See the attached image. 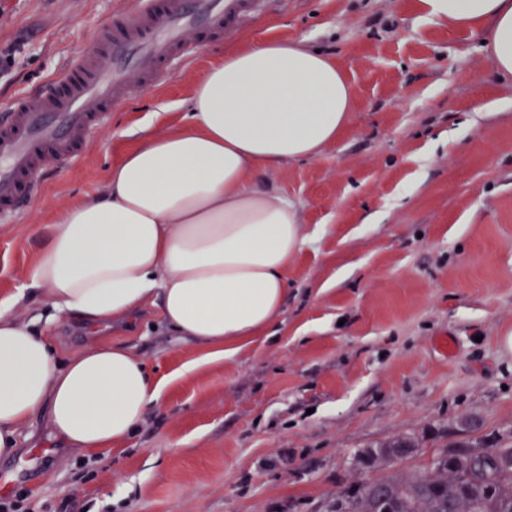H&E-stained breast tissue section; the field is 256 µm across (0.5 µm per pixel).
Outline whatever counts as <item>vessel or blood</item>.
Wrapping results in <instances>:
<instances>
[{"label":"vessel or blood","instance_id":"vessel-or-blood-1","mask_svg":"<svg viewBox=\"0 0 512 512\" xmlns=\"http://www.w3.org/2000/svg\"><path fill=\"white\" fill-rule=\"evenodd\" d=\"M263 0H137L115 16L96 48L35 97L0 114V221L12 219L34 193L39 175L64 160L79 164L95 132L130 92L129 74L148 80L173 62H186L199 44L194 25L221 34L258 12Z\"/></svg>","mask_w":512,"mask_h":512}]
</instances>
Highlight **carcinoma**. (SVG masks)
I'll return each mask as SVG.
<instances>
[{"label": "carcinoma", "mask_w": 512, "mask_h": 512, "mask_svg": "<svg viewBox=\"0 0 512 512\" xmlns=\"http://www.w3.org/2000/svg\"><path fill=\"white\" fill-rule=\"evenodd\" d=\"M460 421L466 437L434 449L417 466L419 441L401 433L355 452L354 470L364 478L336 494L338 512H512V433H482Z\"/></svg>", "instance_id": "1"}]
</instances>
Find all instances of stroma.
<instances>
[{"label": "stroma", "mask_w": 512, "mask_h": 512, "mask_svg": "<svg viewBox=\"0 0 512 512\" xmlns=\"http://www.w3.org/2000/svg\"><path fill=\"white\" fill-rule=\"evenodd\" d=\"M134 0H0V113L61 75ZM305 41L352 81L354 111L314 159L267 173L311 234L267 341L233 363L185 372L202 348L157 308L91 324L50 311L28 273L37 232L98 193L144 127L182 122L197 80L231 46ZM204 43V42H203ZM59 361L119 344L172 377L123 443L73 452L46 421L0 461V489L31 512H324L357 480L354 450L416 433L424 454L462 417L512 430V79L479 34L422 0H266L196 60L113 107L80 164L45 170L0 223V299ZM448 338L442 353L436 340Z\"/></svg>", "instance_id": "obj_1"}]
</instances>
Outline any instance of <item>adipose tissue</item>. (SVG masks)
I'll return each instance as SVG.
<instances>
[{"label":"adipose tissue","instance_id":"ef3b65f1","mask_svg":"<svg viewBox=\"0 0 512 512\" xmlns=\"http://www.w3.org/2000/svg\"><path fill=\"white\" fill-rule=\"evenodd\" d=\"M423 2L432 18L481 33L494 70L512 76V0ZM353 109L347 75L303 41L228 48L196 83L187 127L146 132L99 193L42 226L30 280L52 310L89 323L157 304L209 358L234 360L266 336L310 238L294 203L260 177L319 156ZM12 307L0 301V458L42 408L67 447L129 437L163 393L144 361L102 344L58 362Z\"/></svg>","mask_w":512,"mask_h":512}]
</instances>
